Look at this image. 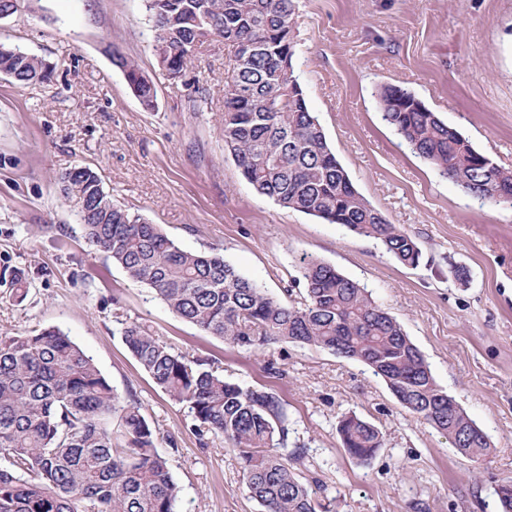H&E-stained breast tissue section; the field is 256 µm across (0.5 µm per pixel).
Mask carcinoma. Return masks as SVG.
<instances>
[{
    "mask_svg": "<svg viewBox=\"0 0 512 512\" xmlns=\"http://www.w3.org/2000/svg\"><path fill=\"white\" fill-rule=\"evenodd\" d=\"M160 70L178 79L189 47L209 37L235 48L224 80V148L259 194L283 208L373 238L400 264L416 267L418 243L371 206L329 147L294 76V0H144ZM115 65L146 109L153 81L127 58ZM0 73L21 85L48 80L42 58L0 45ZM383 119L409 148L467 193L512 207V171L496 165L429 108H404L381 87ZM85 238L134 281L151 288L179 318L237 348L298 343L362 362L397 401L477 462L488 436L448 393L402 325L371 292L324 261L300 259L302 300L290 304L243 277L213 250L187 251L116 205L98 174L78 166L62 176ZM124 343L155 385L189 406L199 430L224 437L241 461L250 497L263 512H331L297 472L302 448L288 450L291 421L276 393L243 386L172 351L136 319ZM350 457L367 462L381 431L355 415L337 427ZM154 431L134 397L122 400L76 342L48 327L0 337V512H175L178 487ZM499 512H512V480L496 489Z\"/></svg>",
    "mask_w": 512,
    "mask_h": 512,
    "instance_id": "1",
    "label": "carcinoma"
}]
</instances>
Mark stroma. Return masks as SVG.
Segmentation results:
<instances>
[{
  "label": "stroma",
  "instance_id": "35a3bbf8",
  "mask_svg": "<svg viewBox=\"0 0 512 512\" xmlns=\"http://www.w3.org/2000/svg\"><path fill=\"white\" fill-rule=\"evenodd\" d=\"M294 71L358 191L419 243L417 267L376 241L259 196L224 150L223 39L199 44L171 82L154 54L143 0H21L0 44L46 60L47 82L0 74V336L56 327L119 397L135 395L179 489L177 512H260L223 437L200 434L189 407L158 388L122 339L126 318L225 379L276 392L306 450L302 477L338 512H498L512 479V208L483 203L415 156L381 118L386 84L414 93L498 166L512 170V0H295ZM135 61L156 87L145 109L113 63ZM203 95L200 110L191 99ZM96 171L113 201L188 251L213 248L273 295L299 288L313 256L371 291L437 383L487 434L472 461L404 409L360 362L315 347L232 348L181 320L84 238L61 177ZM465 269L466 280L451 271ZM275 361L279 374L266 365ZM353 413L384 441L352 460L336 426Z\"/></svg>",
  "mask_w": 512,
  "mask_h": 512
}]
</instances>
